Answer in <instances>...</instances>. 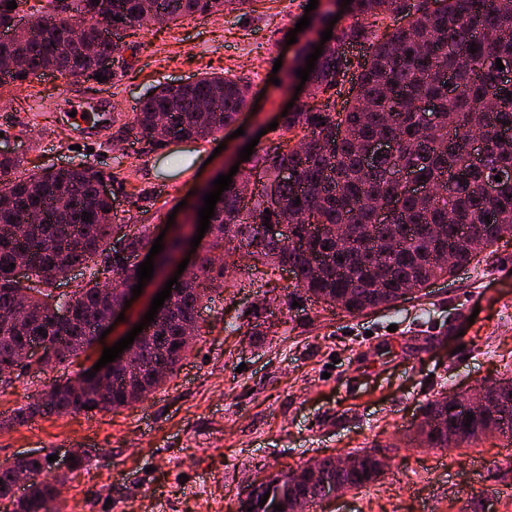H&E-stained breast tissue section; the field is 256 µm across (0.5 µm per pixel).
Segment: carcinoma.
I'll return each instance as SVG.
<instances>
[{
    "instance_id": "cac0c4a2",
    "label": "carcinoma",
    "mask_w": 512,
    "mask_h": 512,
    "mask_svg": "<svg viewBox=\"0 0 512 512\" xmlns=\"http://www.w3.org/2000/svg\"><path fill=\"white\" fill-rule=\"evenodd\" d=\"M250 0H46L45 11L71 10L82 19L80 33L62 22L37 27L25 20L30 34L16 43L0 39V75L23 82L44 71L78 76L95 69L96 59L120 50L119 40L144 18L174 23L193 14H212L225 4ZM352 22L339 28L324 45L312 71V98L281 118V127L299 135L305 146L283 150L273 142L254 156L242 182L224 192V208L210 219L213 238L202 250L189 279L173 294L170 306L143 330L133 372L112 368V385L104 390L95 379L82 378L40 392L32 403L15 410L11 421L23 424L36 416H62L117 410L140 402L174 376L190 352L186 331L201 335L200 310L211 292L224 290L225 267L213 253L224 252L249 275L259 266L289 267L295 283L288 296L323 301L348 316L395 304L399 291L423 290L435 280L451 277L477 255L461 248L462 230L482 241L489 259L500 241L512 239V0H418L409 29L375 36L372 27L382 16L407 10L406 0H351ZM367 46L356 82L348 90L343 111L332 100L345 68V46ZM476 52H470V47ZM23 56L27 67L10 70V61ZM499 58L504 69H489L484 59ZM250 82L244 77L203 76L185 86L155 88L130 121L115 135L123 139L153 138L163 116L176 141H206L234 122L247 103ZM434 114L427 121L424 113ZM388 137L394 154L367 160L372 140ZM486 139L477 165L469 161L471 138ZM21 159L0 154V383L26 369L15 360L25 344L43 341L45 358L62 365L85 353L96 341L106 314L122 303L124 291L97 277L99 267H112L124 282L138 283L136 270L125 257L112 252L121 238L134 254L148 243L152 225L136 230L112 212V200L99 195V173L91 166L17 174ZM293 172L279 180L281 168ZM411 170L431 193L405 190L397 170ZM499 176L497 195L486 196L483 186ZM279 182L273 201L263 182ZM300 203H295V200ZM288 208L294 223L288 240L265 236L263 226L276 224L279 209ZM89 218L82 219L84 213ZM271 220H265V217ZM187 237L176 232L154 262L160 274L183 249ZM457 253L455 265L440 262ZM26 262L32 275L51 284L81 266L89 271L84 284L61 303L38 290L27 297L23 319L9 317L14 297L30 289L10 264ZM499 391L487 401L483 416L465 426L466 414L454 408L459 394L440 393L421 406L430 430L416 440L427 448L450 449L478 441L479 427L493 423L512 439V376L504 375ZM90 409H85V406ZM29 472L25 494L15 496L17 466ZM46 459L37 457L0 464V501L12 512H44L57 482L41 475ZM328 474L325 487L309 483L305 470L293 481L271 479L262 487L252 512H299L301 498L323 501L334 485L347 491L375 481L362 467L338 471L332 458L321 459ZM269 495L264 506L259 500Z\"/></svg>"
}]
</instances>
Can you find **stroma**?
Here are the masks:
<instances>
[{"label": "stroma", "mask_w": 512, "mask_h": 512, "mask_svg": "<svg viewBox=\"0 0 512 512\" xmlns=\"http://www.w3.org/2000/svg\"><path fill=\"white\" fill-rule=\"evenodd\" d=\"M308 3L252 0L170 26L142 21L101 82L51 71L22 83L0 78V115L12 126L4 139L29 171L76 163V132L59 118L62 98L103 91L112 114L126 120L156 86L207 73L250 78L249 108L208 141L157 148L117 140L110 125L94 137V167L123 186L120 217L133 221L144 210L161 228L197 223L195 191L221 174L243 179L242 148L278 139L271 122L291 100L306 101L288 72L310 36L295 29ZM162 288L146 282L89 359L0 385V419L81 375L141 322ZM292 288L285 271L228 270L224 292L201 311V338L166 386L91 418L0 428V463L31 452L51 457L44 477L64 476L62 512H235L254 478L374 449L387 461L381 479L324 503L323 512H512L511 442L489 436L450 452L411 442L426 398L512 373V241L500 244L496 260L357 317L304 298L287 306ZM74 448L87 459L61 473Z\"/></svg>", "instance_id": "1"}]
</instances>
